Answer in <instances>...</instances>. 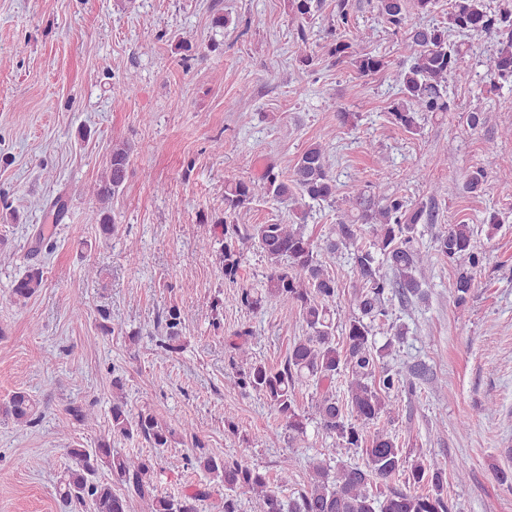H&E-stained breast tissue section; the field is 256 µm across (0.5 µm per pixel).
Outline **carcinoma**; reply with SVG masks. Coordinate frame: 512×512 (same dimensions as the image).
Segmentation results:
<instances>
[{
    "mask_svg": "<svg viewBox=\"0 0 512 512\" xmlns=\"http://www.w3.org/2000/svg\"><path fill=\"white\" fill-rule=\"evenodd\" d=\"M450 2L448 26L409 28L408 64L394 65L333 32L325 44V53L335 64L349 63L362 76L386 74L400 94L390 115L409 133L419 131L421 113L449 111L448 84L468 76L462 68L464 43L448 40L450 29L497 39L496 52L486 61V77L494 88L502 82L512 83V0H502L495 11L488 9L484 0ZM320 4L321 0H288L292 14L302 22L311 19ZM434 5L435 0H378L379 13L396 29L406 26L410 15L427 14ZM130 154L126 143L112 146L107 166L93 188L99 204L109 202L122 190ZM486 177L483 167L471 171L464 189L473 196L480 195ZM340 192L327 149L315 142L298 156L288 178L271 165L257 180L226 177L224 217L240 213L258 198L278 201L296 193L302 200L334 203ZM342 201L346 208L334 224L332 237L322 246L307 234V212L303 210L298 224L240 225L226 221L219 248L224 277L232 283L237 281L248 247H259L269 263L264 288L243 287L237 292L241 306L254 311L265 305L291 304L299 313L304 334L294 339L283 363L274 367L247 359L240 365L232 364V377L241 393H254L266 400L292 438L306 435L311 420L333 440V447L317 449L309 463L307 488L294 498H284L272 489L266 473L205 448L185 421L183 429L190 433L192 448L184 457V465L204 472L210 482L179 497L162 493L151 460L112 447V439L136 437L153 448H167L174 430L150 411L135 413L129 409L124 379L114 371L111 433L99 437L92 448L78 444L66 449L73 466L60 475L56 486L66 506L88 512H128L130 502L139 500L148 512H205L207 501L222 493L224 512H240L239 496L248 492L258 497L261 512H451L448 476L465 479L466 463L451 460L445 465L414 456L379 427L382 418H390L392 399L410 383L381 365L404 330L389 327L380 345L375 324L389 315L388 294L402 300L423 296L422 279L431 257L419 247L417 233L418 225L433 223V212L401 196L378 199L363 189L348 192ZM96 227L100 235L111 237L116 231L115 217L99 209ZM473 233L469 224H450L435 238L437 254L459 265L452 284L454 303L459 308L467 305L479 287L481 258L473 251ZM344 250L350 255L360 285L354 294L355 310L339 323L334 306L338 283L322 256L333 258ZM43 284V268L30 265L14 280L11 295L17 300L27 299ZM100 318L99 328L104 334L117 332L132 344L140 340L138 330L110 326L106 312H100ZM185 328L181 310L167 308L157 321L158 346L170 353L181 352ZM341 376L347 377V388L340 397L336 395V381ZM303 385L315 389L309 415L301 410L295 396V389ZM0 412L20 425L35 424L41 418L37 402L23 390L13 392ZM339 446L361 451L365 464L335 462ZM102 469L116 478L122 491L100 476Z\"/></svg>",
    "mask_w": 512,
    "mask_h": 512,
    "instance_id": "cac0c4a2",
    "label": "carcinoma"
}]
</instances>
